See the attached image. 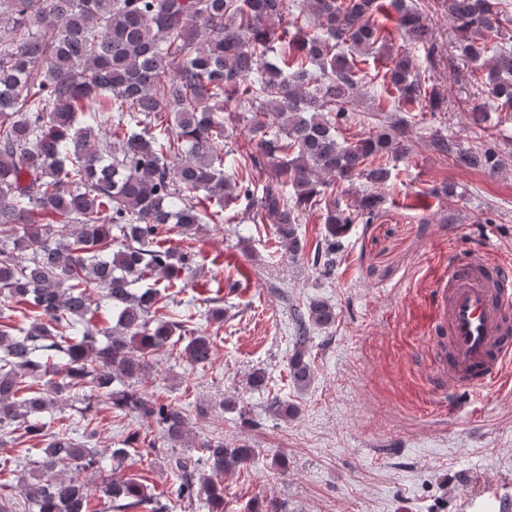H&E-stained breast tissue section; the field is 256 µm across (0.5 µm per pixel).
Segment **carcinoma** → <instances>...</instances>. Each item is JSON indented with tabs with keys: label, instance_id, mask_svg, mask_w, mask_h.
Instances as JSON below:
<instances>
[{
	"label": "carcinoma",
	"instance_id": "cac0c4a2",
	"mask_svg": "<svg viewBox=\"0 0 512 512\" xmlns=\"http://www.w3.org/2000/svg\"><path fill=\"white\" fill-rule=\"evenodd\" d=\"M378 15L411 43L431 40L413 0H302L297 16L286 0H0V444H44L23 460L0 455V478L28 471L20 500L0 482V512H91L92 491L102 512H167L170 499L224 512L223 489L203 468L233 471L251 448L214 436L201 457L170 456L162 498L114 476L141 436L92 447L93 409L151 421L173 448L186 438L183 409L142 391L155 356L195 317L165 293L181 287L195 257L168 243L171 226L221 221L232 204L254 224H274L280 246L300 255L298 224L321 204L313 265L329 275L349 225L372 222L379 194L345 204L333 186L385 185L390 162L410 152L417 113L444 103L421 65L389 47ZM448 15L462 55L485 73L487 99L472 120L512 112V36L488 42L512 25V0H448ZM357 54L381 62L375 96L390 98L363 115L352 111L368 86ZM228 108L250 113L239 158L224 143ZM354 121L376 130L340 137ZM102 129L108 153L97 146ZM430 144L466 167L502 166L490 147L463 150L436 132ZM269 167L255 185L252 171ZM153 278L163 288L146 283ZM204 302L209 320H224L223 299ZM334 318L323 301L294 312L290 379L301 390L313 378L308 323ZM184 352L208 364L213 342L192 336ZM66 398L85 403L79 430L42 419Z\"/></svg>",
	"mask_w": 512,
	"mask_h": 512
}]
</instances>
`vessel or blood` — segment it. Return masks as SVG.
<instances>
[{"instance_id":"obj_1","label":"vessel or blood","mask_w":512,"mask_h":512,"mask_svg":"<svg viewBox=\"0 0 512 512\" xmlns=\"http://www.w3.org/2000/svg\"><path fill=\"white\" fill-rule=\"evenodd\" d=\"M432 329L448 334L449 388L500 387L512 362V273L480 253L449 259L432 303Z\"/></svg>"}]
</instances>
